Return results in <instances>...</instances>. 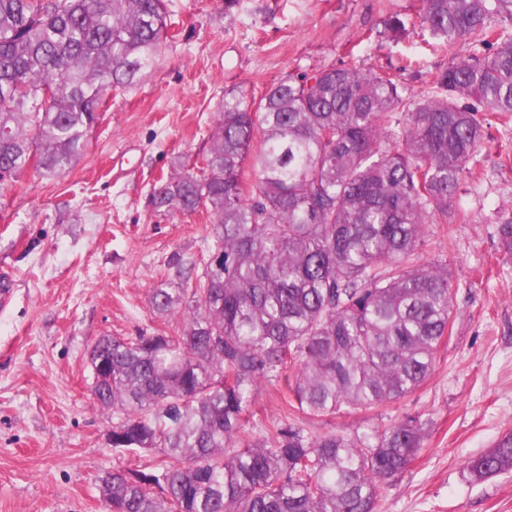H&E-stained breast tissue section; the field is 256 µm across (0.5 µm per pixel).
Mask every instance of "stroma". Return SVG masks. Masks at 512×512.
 <instances>
[{"label": "stroma", "mask_w": 512, "mask_h": 512, "mask_svg": "<svg viewBox=\"0 0 512 512\" xmlns=\"http://www.w3.org/2000/svg\"><path fill=\"white\" fill-rule=\"evenodd\" d=\"M172 18L154 67L107 105L63 175L26 171L0 182V512H105L97 478L146 464L112 448L111 410L95 406L88 352L104 336L175 335L153 289L175 281L174 258L200 261L209 222L154 209L150 195L176 156L195 158L225 94L260 97L276 80L355 62L385 66L407 92L406 70L449 57L416 33H385L392 16L416 18L422 0H165ZM512 121L489 129L472 179L444 224L429 225L422 260L447 261L452 332L422 389L371 411L312 423L365 441L394 419H429L418 459L381 491L378 512H512V473L471 481L468 461L512 429V253L497 233L512 212Z\"/></svg>", "instance_id": "obj_1"}]
</instances>
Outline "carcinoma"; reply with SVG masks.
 <instances>
[{"mask_svg": "<svg viewBox=\"0 0 512 512\" xmlns=\"http://www.w3.org/2000/svg\"><path fill=\"white\" fill-rule=\"evenodd\" d=\"M170 26L165 0H0V180L69 169L102 99L154 66ZM418 28L468 53L417 98L353 62L284 76L257 106L229 93L201 160L177 156L154 188L155 209L206 214L209 262L150 296L183 317L179 334L96 343L112 447L155 455L100 480L112 512H376L417 458L419 414L372 444L302 421L414 394L451 332L448 262L420 254L486 128L512 117V0H423ZM498 235L512 250L511 214ZM267 386L292 413L245 441ZM467 470L512 471V430Z\"/></svg>", "mask_w": 512, "mask_h": 512, "instance_id": "1", "label": "carcinoma"}]
</instances>
